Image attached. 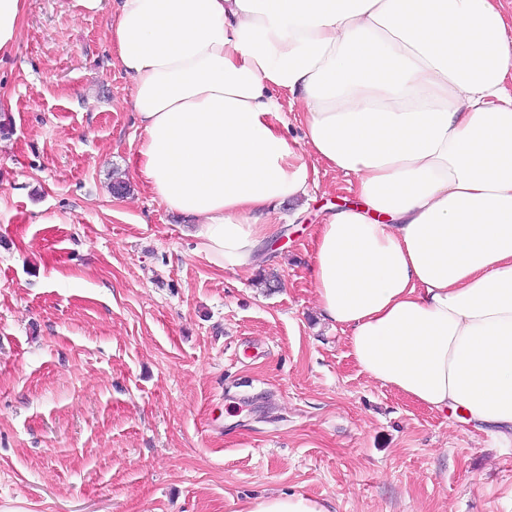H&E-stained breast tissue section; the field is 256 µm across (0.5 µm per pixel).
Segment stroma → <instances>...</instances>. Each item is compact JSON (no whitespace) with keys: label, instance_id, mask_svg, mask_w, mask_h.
<instances>
[{"label":"stroma","instance_id":"1","mask_svg":"<svg viewBox=\"0 0 512 512\" xmlns=\"http://www.w3.org/2000/svg\"><path fill=\"white\" fill-rule=\"evenodd\" d=\"M114 7L26 0L0 56V512H512V441L370 379L317 309L335 172L281 206L258 270L196 252L135 172ZM241 512H333L330 502L303 494L279 497H258Z\"/></svg>","mask_w":512,"mask_h":512}]
</instances>
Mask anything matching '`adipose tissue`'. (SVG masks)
<instances>
[{
    "label": "adipose tissue",
    "mask_w": 512,
    "mask_h": 512,
    "mask_svg": "<svg viewBox=\"0 0 512 512\" xmlns=\"http://www.w3.org/2000/svg\"><path fill=\"white\" fill-rule=\"evenodd\" d=\"M140 177L254 270L318 165L315 301L361 372L512 439V0H117ZM303 129L283 131L287 112ZM244 512H333L303 494Z\"/></svg>",
    "instance_id": "ef3b65f1"
}]
</instances>
